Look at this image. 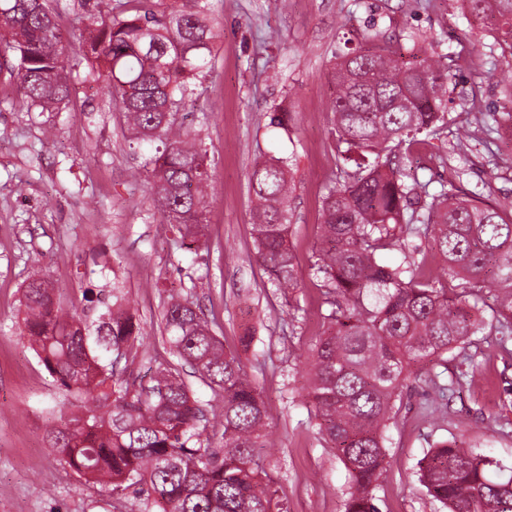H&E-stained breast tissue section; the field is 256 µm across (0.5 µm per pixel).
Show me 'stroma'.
Returning <instances> with one entry per match:
<instances>
[{"label":"stroma","mask_w":512,"mask_h":512,"mask_svg":"<svg viewBox=\"0 0 512 512\" xmlns=\"http://www.w3.org/2000/svg\"><path fill=\"white\" fill-rule=\"evenodd\" d=\"M69 54L86 34V0H48ZM222 21L215 69L190 104L191 128L207 149L211 180L203 242L179 248L160 223L150 186L137 176L111 98L80 84L64 111L28 110L0 76V512H144L141 501L114 503L65 469L44 438L69 413L71 397L39 364L17 322L19 288L41 271L68 297L120 280L143 328L135 364L165 357L169 293L192 297L261 390L275 438L256 449L285 512H343L349 476L318 434L303 400L308 357L323 331L326 296L310 265L318 245L322 198L342 159L331 134L330 61L368 28L392 50L410 35L447 54L455 85L448 125L412 149V168L429 191L455 184L483 190L512 208V136L490 132L502 99L498 82L512 57L488 51L480 25L448 10V0H211ZM289 112L287 127L271 113ZM294 163L290 243L302 281L290 297L264 287L253 260L249 174L255 159ZM159 288L145 287L148 279ZM252 335L250 346L240 338ZM480 371L457 392L442 422L427 406L428 362L411 365L412 387L387 429L388 466L376 492L381 512H441L421 485L418 462L439 440L512 467V352L488 338Z\"/></svg>","instance_id":"1"}]
</instances>
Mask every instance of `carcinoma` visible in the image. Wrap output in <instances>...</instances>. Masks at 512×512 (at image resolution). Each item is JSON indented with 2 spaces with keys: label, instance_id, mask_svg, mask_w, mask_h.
<instances>
[{
  "label": "carcinoma",
  "instance_id": "cac0c4a2",
  "mask_svg": "<svg viewBox=\"0 0 512 512\" xmlns=\"http://www.w3.org/2000/svg\"><path fill=\"white\" fill-rule=\"evenodd\" d=\"M464 16L487 21L495 44L512 56V0H451ZM79 62L105 83L132 145H155L142 165L162 222L181 239L203 237L211 174L202 141L179 120L215 65L210 0H153L119 8L93 0ZM447 56L403 62L380 33L340 54L331 77L332 112L344 167L322 199L319 248L310 270L333 296L323 315L305 399L321 433L345 465L344 512H380L376 491L387 470V423L410 389L409 367L465 351L484 330L512 337V212L456 187L429 192L408 183L396 152L445 125ZM17 79L31 110L53 112L75 91L66 45L46 0H0V71ZM511 106L493 112L512 124V76L501 79ZM253 259L279 292L299 287L288 233L295 187L289 160L271 157L250 173ZM430 242L441 274L408 251ZM403 260L386 264L383 252ZM495 268L509 291L490 318L481 292ZM22 333L39 361L73 396L69 415L45 430L60 461L117 499L151 501L153 512H282L255 449L271 431L261 392L241 361L224 351L189 298L171 297L166 342L179 361L160 364L148 384L128 367L141 323L123 289H87L65 299L48 278L30 276L22 293ZM86 311L80 315L77 306ZM211 391L202 404L184 367ZM222 427V447L210 432ZM429 495L447 512H512V467L457 441L435 444L419 463Z\"/></svg>",
  "mask_w": 512,
  "mask_h": 512
}]
</instances>
